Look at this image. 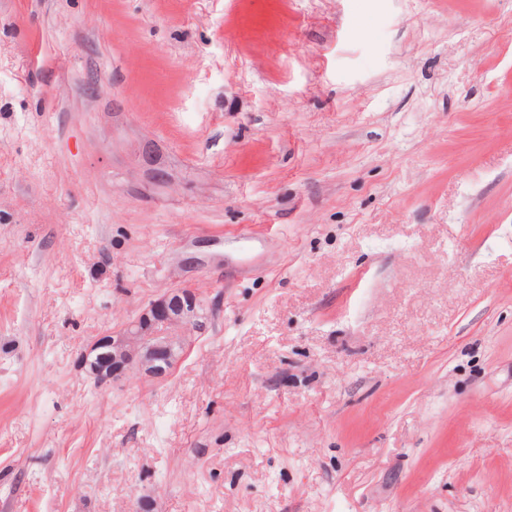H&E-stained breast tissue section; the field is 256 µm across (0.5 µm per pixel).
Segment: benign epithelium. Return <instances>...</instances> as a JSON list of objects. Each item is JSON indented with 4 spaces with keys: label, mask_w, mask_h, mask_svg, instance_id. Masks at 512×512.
Masks as SVG:
<instances>
[{
    "label": "benign epithelium",
    "mask_w": 512,
    "mask_h": 512,
    "mask_svg": "<svg viewBox=\"0 0 512 512\" xmlns=\"http://www.w3.org/2000/svg\"><path fill=\"white\" fill-rule=\"evenodd\" d=\"M210 315L198 292L173 288L146 306L119 330L96 337L77 363L100 386H111L136 373L151 378L169 375L183 358L187 340L170 329L207 331Z\"/></svg>",
    "instance_id": "benign-epithelium-1"
}]
</instances>
